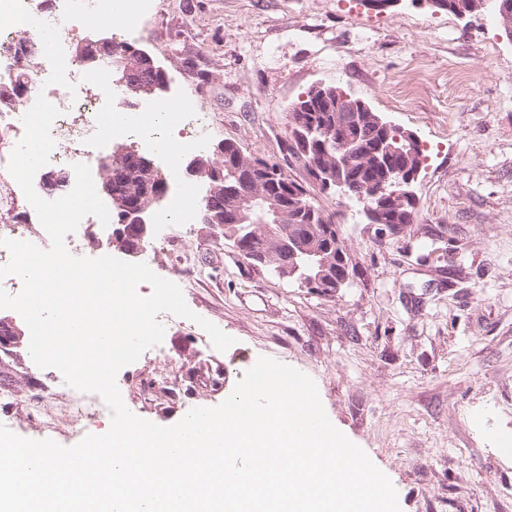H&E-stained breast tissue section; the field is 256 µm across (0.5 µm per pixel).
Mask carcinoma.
<instances>
[{
    "label": "carcinoma",
    "instance_id": "obj_1",
    "mask_svg": "<svg viewBox=\"0 0 512 512\" xmlns=\"http://www.w3.org/2000/svg\"><path fill=\"white\" fill-rule=\"evenodd\" d=\"M139 47L126 43L120 47L112 43L85 46L78 54L95 64L102 60L109 62L117 58V53L128 54V86L132 99L138 100L144 95L158 93L156 86L160 83V74L150 62L137 53ZM347 92L340 86L311 88L306 94L291 105L288 112V142H297L306 136L311 142L310 152L299 156L287 146L289 158L303 167L318 168L326 179L336 178L337 161H343L345 182L358 188L370 189L382 179L381 167L374 163L371 152L385 140L390 142L403 137L402 127L392 124L380 114L371 111L363 113V121L353 122L352 113L336 111ZM342 135L357 143V151L345 159H340L336 152V136ZM243 153L231 141L224 142L223 165L224 177H231V172L241 162ZM426 155L421 143L416 142L399 155L391 156L390 164L398 168L411 169L423 167ZM143 162L129 169L125 180L115 182V189L131 202L146 201V189L149 186L166 183L165 174L153 167L151 159L141 156ZM315 184L311 181L303 184L291 179L279 169L276 177L275 207L282 215V234L285 241L300 240L309 250L317 253L315 260L324 261V265L312 263L306 256L296 259L301 271L288 275L290 255L279 242L269 239L258 223L266 215L268 205L262 203L246 213L243 222L233 219L224 222V240L239 248L263 250L270 254L267 267L278 277L286 280H300L303 273L313 277L321 276V293L329 295L337 292L347 284L345 273H353L349 253L344 241L336 230L333 216L314 205L311 191ZM401 188L386 185V191L370 200V204L380 209L383 224L389 233L405 230L411 224L415 206L401 201Z\"/></svg>",
    "mask_w": 512,
    "mask_h": 512
}]
</instances>
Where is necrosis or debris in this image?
I'll list each match as a JSON object with an SVG mask.
<instances>
[{"label":"necrosis or debris","instance_id":"4bbe7bcc","mask_svg":"<svg viewBox=\"0 0 512 512\" xmlns=\"http://www.w3.org/2000/svg\"><path fill=\"white\" fill-rule=\"evenodd\" d=\"M31 14L49 23H59L61 18L73 20L76 26L92 25L100 20L105 25H121L123 31L133 30L148 9L147 0H24ZM25 38L16 37L13 30L0 31V74L8 77L33 79L34 89L16 98H0V127L10 129L14 137L1 147L13 150L16 141L22 138L23 115L35 103L38 95H45L62 114L52 126L54 140H69V151H54L52 164L72 165L88 157L89 149L113 138L114 131L107 120L108 111H121L125 91L112 80L109 62L93 65L84 59L66 54L65 62L68 80L77 87L76 92H59L56 86L47 85L51 66L48 60H36V50L43 44L38 32L32 26H25ZM141 116L125 124L123 133L133 143L149 149L158 148L165 130L175 125L179 128V144L168 152L170 159H178L182 152L203 151L205 142L198 135L202 117L197 109L191 108L188 99L177 98L159 103L154 99L139 100L136 105ZM196 191L190 186H180L168 201L151 218L159 230L153 243L137 256L138 261L155 265L163 246L170 240L180 225L189 223L196 213ZM35 387L46 393L47 404L34 407L39 418L49 419L54 407L62 406L68 411L72 426H82L102 419L107 409L101 400L90 393L78 391L65 382L46 383L35 380Z\"/></svg>","mask_w":512,"mask_h":512}]
</instances>
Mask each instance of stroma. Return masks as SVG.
<instances>
[{
	"mask_svg": "<svg viewBox=\"0 0 512 512\" xmlns=\"http://www.w3.org/2000/svg\"><path fill=\"white\" fill-rule=\"evenodd\" d=\"M137 39L169 87L198 91L208 147L290 164L288 109L342 86L413 131L428 155L402 233L378 236L360 204L313 192L355 266L324 295L255 268L200 220L182 225L154 271L234 338L220 352L174 318L160 345L122 368L127 408L156 375L184 392L143 412L160 426L217 406L259 357L317 384L333 425L398 492L401 512H512V41L492 5L459 17L400 0H159ZM183 277H175V269ZM21 337L0 388L26 397Z\"/></svg>",
	"mask_w": 512,
	"mask_h": 512,
	"instance_id": "35a3bbf8",
	"label": "stroma"
}]
</instances>
